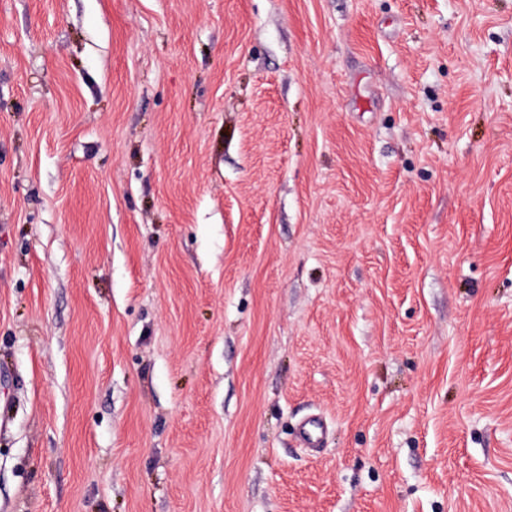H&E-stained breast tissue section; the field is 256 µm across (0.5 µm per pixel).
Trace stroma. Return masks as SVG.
<instances>
[{"label":"stroma","instance_id":"obj_1","mask_svg":"<svg viewBox=\"0 0 512 512\" xmlns=\"http://www.w3.org/2000/svg\"><path fill=\"white\" fill-rule=\"evenodd\" d=\"M0 418V512H512V0H0Z\"/></svg>","mask_w":512,"mask_h":512}]
</instances>
